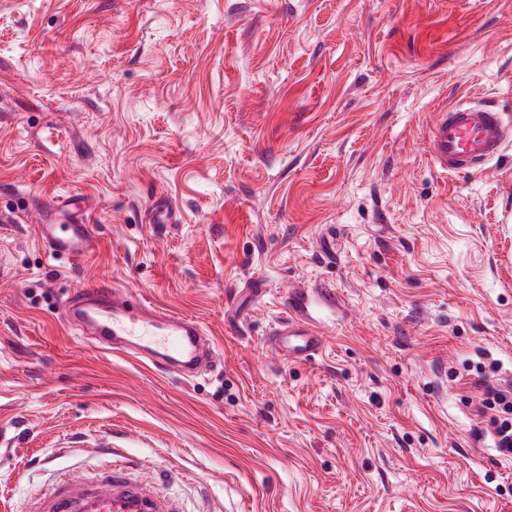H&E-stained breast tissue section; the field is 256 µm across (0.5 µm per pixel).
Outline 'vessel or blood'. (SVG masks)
Masks as SVG:
<instances>
[{
  "mask_svg": "<svg viewBox=\"0 0 512 512\" xmlns=\"http://www.w3.org/2000/svg\"><path fill=\"white\" fill-rule=\"evenodd\" d=\"M512 143V114L492 103L462 101L436 113L428 130V153L443 173L483 172ZM40 239L50 254L74 260L84 257L93 245V230L78 217L69 223H38ZM333 295L325 289L309 294L291 290L285 297L287 318L267 339L277 354L307 360L323 346L313 304L329 305ZM66 322L71 330L93 337L102 349L128 348L147 355L155 369L179 367L193 377L217 360L215 345L203 324L194 317L145 304L123 288L87 286L73 296ZM107 470L94 478L60 475L52 488L34 498L26 512H178L175 502L154 485L133 477L135 462L121 449L111 451Z\"/></svg>",
  "mask_w": 512,
  "mask_h": 512,
  "instance_id": "obj_1",
  "label": "vessel or blood"
}]
</instances>
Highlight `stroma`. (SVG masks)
Listing matches in <instances>:
<instances>
[{"label": "stroma", "mask_w": 512, "mask_h": 512, "mask_svg": "<svg viewBox=\"0 0 512 512\" xmlns=\"http://www.w3.org/2000/svg\"><path fill=\"white\" fill-rule=\"evenodd\" d=\"M458 99L512 111V0H0V512L109 446L182 512H512L475 398L512 382V148L441 175ZM58 198L85 258L38 237ZM113 284L216 366L74 336ZM292 288L336 292L306 361L266 344ZM44 221L49 222V219L44 217ZM44 221L40 220L36 227L42 243L53 256L77 260L91 251V224H84L78 216L71 217L68 224H46Z\"/></svg>", "instance_id": "obj_1"}]
</instances>
